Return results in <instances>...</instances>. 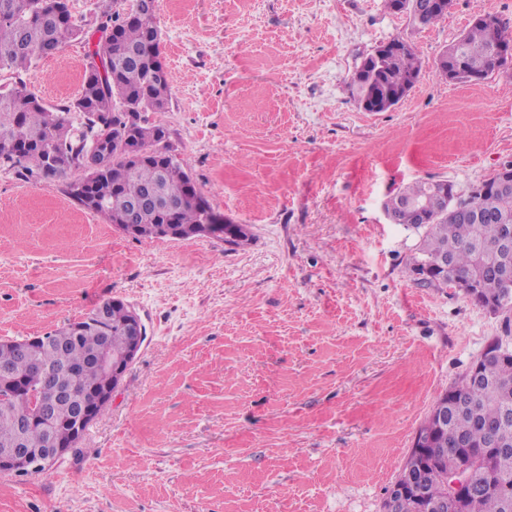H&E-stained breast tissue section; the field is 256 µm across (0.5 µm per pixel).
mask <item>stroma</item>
I'll list each match as a JSON object with an SVG mask.
<instances>
[{"instance_id":"35a3bbf8","label":"stroma","mask_w":512,"mask_h":512,"mask_svg":"<svg viewBox=\"0 0 512 512\" xmlns=\"http://www.w3.org/2000/svg\"><path fill=\"white\" fill-rule=\"evenodd\" d=\"M112 0H69L84 30L34 62L49 109L81 90ZM171 102L158 120L212 208L248 244L137 240L67 181L0 167V338L40 336L109 298L147 337L75 452L0 474V512H381L435 400L512 322L417 285L419 240L387 196L459 191L512 164V65L477 84L436 69L475 12L421 28L384 0H157ZM402 39L418 83L386 112L347 82Z\"/></svg>"}]
</instances>
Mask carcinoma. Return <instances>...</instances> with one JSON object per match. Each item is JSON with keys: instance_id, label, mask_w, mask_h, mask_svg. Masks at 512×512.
<instances>
[{"instance_id": "1", "label": "carcinoma", "mask_w": 512, "mask_h": 512, "mask_svg": "<svg viewBox=\"0 0 512 512\" xmlns=\"http://www.w3.org/2000/svg\"><path fill=\"white\" fill-rule=\"evenodd\" d=\"M431 0H413V23L428 27L442 20L433 12ZM109 35L93 56L100 62H89L81 91L70 104L53 112L24 80L6 91L0 90V164L45 180L61 178L76 169L89 150L96 151L98 166L68 184V194L83 208L118 225L128 217L129 201L148 190L175 201L171 211L154 206L138 212L135 223L142 231L137 239L154 240L156 228L164 224L194 226L209 217L211 235L235 245L245 244L251 237L246 224H226L223 216L212 209L202 210L205 199L184 165L159 152L158 145L169 138L168 130L151 115L167 111L171 89L169 77L159 71L160 29L156 7H144L131 0L128 8L104 13ZM82 28L76 23L68 0H0V71L28 70L39 58L60 50L79 37ZM512 40V26L495 14L475 21L452 43L448 50L470 71L488 76L512 63V57L501 55L499 46ZM421 64L410 46L389 55L378 71L364 69L347 83L350 97L369 112H384V101L400 102L418 83ZM81 116L80 127L73 126L71 112ZM137 114V140L142 152L137 162L127 160L126 151L112 147V127L123 125V114ZM483 195L478 214L468 216L448 211L442 215L423 217L408 205L423 198L431 182L419 181L407 186L397 197L390 196L385 205L395 223L420 234V241L410 262V271L427 266L448 264L446 273L421 285L435 288L448 286L466 293L473 302L501 303L512 306V285L506 284L494 247L503 237V213L512 214V178L497 171L479 182ZM107 317L99 320L90 311L77 321L79 329L63 326L44 335L38 357L21 354L14 349L0 350V365H9L27 380L36 396L55 385L69 389L87 403H94V391L106 383L90 360L92 350L102 343L121 345L129 312L119 299L102 302ZM54 371L53 382L41 375L38 364ZM470 374L448 388V398H456L463 407L448 411V422L440 430L427 418L419 428L433 435L430 455L453 453L460 440L470 449L481 451L493 441L512 446V421L503 414L512 413V354L483 365V378L478 385L469 383ZM17 405L0 400V448H10L16 438L11 414ZM70 428L62 425L52 435L35 428L28 433L30 448H49L67 440ZM477 488L470 494L466 512H509L503 490L512 488V461L497 472L475 471ZM419 482L426 502L409 497L400 504L399 512H456L445 499L448 468L437 463L419 472Z\"/></svg>"}]
</instances>
